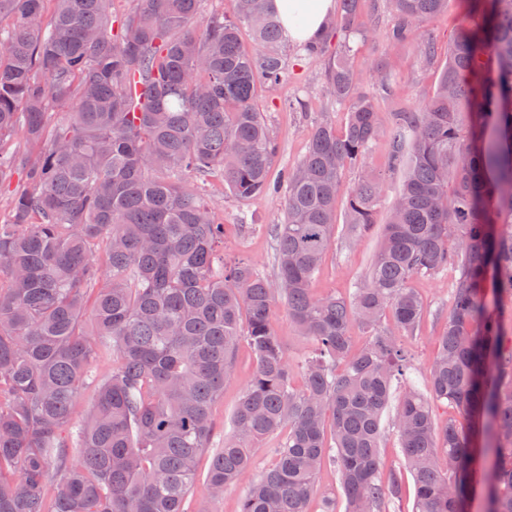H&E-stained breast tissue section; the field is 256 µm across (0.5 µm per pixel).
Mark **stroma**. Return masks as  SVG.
<instances>
[{"mask_svg":"<svg viewBox=\"0 0 512 512\" xmlns=\"http://www.w3.org/2000/svg\"><path fill=\"white\" fill-rule=\"evenodd\" d=\"M462 20L463 11L459 0H450L447 11L421 24L419 33L434 44L439 57L443 58ZM394 22V16L381 15L364 39L352 42L359 83L375 98L381 112V126L378 138L366 156L365 167H356L346 173L344 183L348 186L356 182L365 169L380 172L386 170L392 112L398 109H418L438 80L437 66L420 60L414 42L393 44L387 40L386 31ZM387 61L393 63L396 72V82L389 92L381 90L371 79L373 67ZM298 98L306 99V108L292 107V100ZM259 107L278 146L271 173V179L275 182L305 155L308 131L320 113H331L336 125L345 122L344 111L326 93L324 63L320 60H292L287 80L275 89L262 93ZM201 189L209 198L216 218L225 226V257L241 254L248 256L258 272L268 277L273 276L275 250L271 227L283 219L281 196L261 195L241 203L225 190L222 179L218 177L202 183ZM385 217V212H378L376 226L371 232L363 234L356 245H348L341 238L335 240L313 279L314 297L345 295L363 282L377 249ZM455 278V271L447 269L435 275L418 277L413 283L424 302L426 314L415 336L409 337L405 345L414 357L411 382L421 391L426 388L425 373L436 351L434 339L452 305V284ZM254 364L250 347L247 343H240L236 350L234 372L226 380L224 395L214 407L218 433L226 436L231 434L232 413L250 381ZM281 441V436L275 435L254 444L250 469L225 491L223 500L216 505L218 512H239L243 496L256 477L272 462V450Z\"/></svg>","mask_w":512,"mask_h":512,"instance_id":"1","label":"stroma"}]
</instances>
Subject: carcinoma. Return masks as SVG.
<instances>
[{
  "mask_svg": "<svg viewBox=\"0 0 512 512\" xmlns=\"http://www.w3.org/2000/svg\"><path fill=\"white\" fill-rule=\"evenodd\" d=\"M0 0V512H212L189 507L196 463L213 447L210 504L252 463L251 448L286 433L240 512H307L320 470L336 468L346 512H389L382 481L388 419L415 485L413 512H463L494 478L496 512H512V0H462L467 22L417 111L393 113L389 170L401 185L364 282L348 298L312 296L335 234L375 224L386 174L364 164L380 113L359 88L351 46L325 67L347 105L324 116L288 171L285 219L273 225L277 274L224 258V225L191 185L217 174L244 202L275 190L271 129L258 87L288 77L299 55L270 0H233L200 23L201 0ZM448 0H381L392 43ZM364 0H340L326 27L364 36ZM248 30L253 47L242 43ZM388 91L393 71L374 70ZM458 272L435 339L426 392L402 344L424 307L419 275ZM281 298L313 341L298 363L274 329ZM365 334L353 345V328ZM246 341L252 379L214 443L213 407ZM117 355L81 420L76 404L103 345ZM457 412L438 423L435 406ZM74 454L75 460L68 461Z\"/></svg>",
  "mask_w": 512,
  "mask_h": 512,
  "instance_id": "1",
  "label": "carcinoma"
}]
</instances>
